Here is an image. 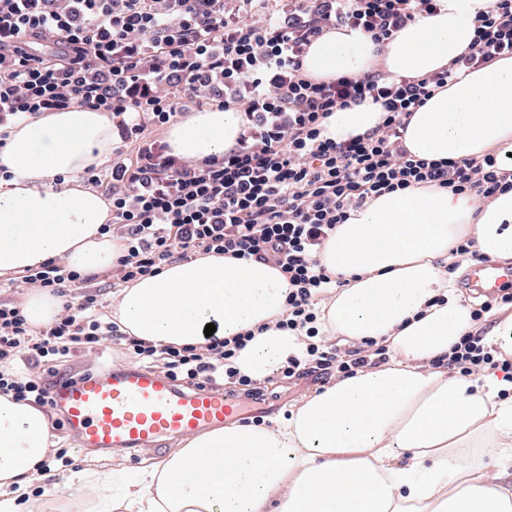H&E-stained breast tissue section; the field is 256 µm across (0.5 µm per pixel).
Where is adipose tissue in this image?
I'll list each match as a JSON object with an SVG mask.
<instances>
[{"mask_svg":"<svg viewBox=\"0 0 512 512\" xmlns=\"http://www.w3.org/2000/svg\"><path fill=\"white\" fill-rule=\"evenodd\" d=\"M489 0H440L386 46L347 27L314 39L305 75L330 80L380 70L421 77L449 67L474 38ZM380 105L339 109L326 133L345 140L382 121ZM243 120L207 109L172 124L165 140L190 160L235 148ZM116 144L109 113L74 105L17 121L0 166V277L56 259L81 273L115 267L119 240L102 233L109 202L79 182ZM406 150L428 160L512 154V57L459 72L409 118ZM492 260L512 259V191L490 198L437 187L383 195L353 211L324 243L319 262L339 287L315 306L320 335L371 342L386 361L339 377L288 417L256 428L204 431L147 466L112 496L114 512H512V380L443 368L461 336L478 331L469 302L448 275L463 239ZM288 284L274 267L199 255L120 288L113 317L124 332L191 347L206 325L219 338L252 334L236 364L264 379L297 353L279 329ZM54 444L47 415L0 394V512H17L36 467ZM480 449L502 467L467 463Z\"/></svg>","mask_w":512,"mask_h":512,"instance_id":"obj_1","label":"adipose tissue"}]
</instances>
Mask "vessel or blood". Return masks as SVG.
I'll return each instance as SVG.
<instances>
[{
  "mask_svg": "<svg viewBox=\"0 0 512 512\" xmlns=\"http://www.w3.org/2000/svg\"><path fill=\"white\" fill-rule=\"evenodd\" d=\"M512 282V266L475 264L469 285L487 296ZM51 395L64 408V423L79 448L150 450L167 439L190 437L238 421V398L223 389L187 391L163 374L115 368L58 380Z\"/></svg>",
  "mask_w": 512,
  "mask_h": 512,
  "instance_id": "obj_1",
  "label": "vessel or blood"
}]
</instances>
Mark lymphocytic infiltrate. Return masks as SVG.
Segmentation results:
<instances>
[{
  "label": "lymphocytic infiltrate",
  "instance_id": "f902f5d3",
  "mask_svg": "<svg viewBox=\"0 0 512 512\" xmlns=\"http://www.w3.org/2000/svg\"><path fill=\"white\" fill-rule=\"evenodd\" d=\"M438 0H0V147L22 116L72 105L110 113L122 142L106 170L84 171L104 189L112 221L103 233L124 246L114 270L124 283L158 273L197 254L251 258L271 264L288 282V317L279 327L305 332V348L288 358L287 376L337 370L349 376L385 360L386 351L355 350L353 358L319 348L314 304L332 278L318 255L351 211L376 197L438 186L489 198L512 190V171L493 154L461 160L413 158L402 144L411 112L446 87L458 71L512 56V0H490L475 18L468 52L426 76L377 71L315 82L302 72L312 40L330 29L361 30L377 45ZM54 39V57L35 48ZM372 101L384 110L374 129L339 141L323 122L332 112ZM238 109L245 121L237 147L190 161L147 127L176 122L191 109ZM29 283L66 298L69 313L35 330L23 309L0 302V392L52 405L54 369L32 375L16 368L67 359L109 340L146 367L163 364L175 381L196 386L251 377L233 365L247 339L206 337L199 347L156 346L126 335L95 315L92 275L51 260L30 269ZM448 365L465 376L486 369L512 372L481 337L462 336Z\"/></svg>",
  "mask_w": 512,
  "mask_h": 512
}]
</instances>
